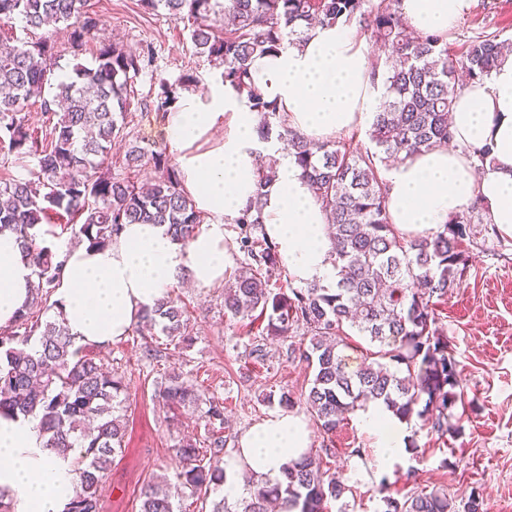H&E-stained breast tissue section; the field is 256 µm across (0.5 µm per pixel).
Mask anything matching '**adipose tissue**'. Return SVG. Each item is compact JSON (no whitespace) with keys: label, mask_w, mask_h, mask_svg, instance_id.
<instances>
[{"label":"adipose tissue","mask_w":512,"mask_h":512,"mask_svg":"<svg viewBox=\"0 0 512 512\" xmlns=\"http://www.w3.org/2000/svg\"><path fill=\"white\" fill-rule=\"evenodd\" d=\"M473 4L402 0V12L413 31L444 36ZM253 68L288 127L316 141L367 128L383 93L382 81L371 76L365 38L352 26L315 28L304 42L257 59ZM168 129L182 187L209 221L184 244L159 224L125 225L105 248L59 244L64 267L52 314L76 343L104 346L126 336L178 277L197 288L223 282L234 263L226 227L253 197L264 154L278 161L277 180L264 198V227L289 280L301 286L335 281L322 207L281 144L261 140L255 113L231 87L212 90L205 104L187 103L169 113ZM452 132L455 148L435 147L384 172L391 222L404 233L425 234L479 197L490 223L512 236V54L457 96ZM216 133L221 136L216 147H199L200 139ZM486 146L492 161L475 170L473 155ZM34 280L15 235L0 233V328L12 325ZM355 420L362 429L380 432L382 454L404 453L405 424L384 406L359 410ZM309 443L303 416L279 412L263 419L240 437L243 460L227 466L225 493H243L239 479L245 471L279 476ZM0 490L12 498L14 512H64L74 497L73 459L46 449L36 419L0 414Z\"/></svg>","instance_id":"adipose-tissue-1"}]
</instances>
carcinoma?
<instances>
[{"mask_svg":"<svg viewBox=\"0 0 512 512\" xmlns=\"http://www.w3.org/2000/svg\"><path fill=\"white\" fill-rule=\"evenodd\" d=\"M140 2L187 24L195 53L222 69V82L259 116L261 139L282 143L330 217L336 282L304 288L283 286L282 260L263 230L262 198L276 180L273 166L263 167L255 197L238 219L244 258L242 271L224 288V312L266 321L248 356L261 363L265 341L301 330L310 334L300 352L314 370L308 392L296 397L283 389L279 397L271 391L263 399L278 400L286 411L305 405L326 435L370 403L385 405L408 424L416 417L442 436L461 430L454 410L465 403L464 388L437 307L462 283V242L472 215L455 214L428 235L400 232L390 222L378 163L387 166L450 143L448 116L464 88L460 78L487 77L499 65L504 43L482 32L453 59L443 36L407 32L402 0H378L368 9V0ZM3 19H17L27 30L62 24L69 40L65 48L47 38L0 37V152L37 159L29 177L0 181V233L16 235L37 277L27 307L11 328L0 331V412L38 418L45 448L58 455L80 448L74 457L77 489L65 512H100L98 488L125 449L119 412L126 385L118 370L82 354L61 321L39 319L54 307L51 298L63 267L60 254L40 240L42 226L54 216L77 221L78 235L104 248L125 224H165L172 239L185 244L208 216L182 189L176 160L165 147L132 144L124 154V168L154 169L149 183L114 177L105 167L112 143L128 136L134 81L153 67L152 44L134 51L102 42L88 67L78 62V52L105 25L88 0H0ZM314 24H355L378 51L373 68L381 72L385 102L368 130L371 149L340 137L316 143L288 128L255 80V59L301 42ZM68 54L75 63L65 69L60 60ZM197 83L190 74L174 81L159 77L147 107L165 114L178 90ZM36 104L46 115L40 130L24 115ZM184 315L179 299L169 295L143 319L189 347L193 337ZM349 328L377 348L374 359L356 369L342 352ZM155 384L169 408L192 406L208 423L204 440L182 438L175 447L180 462L175 490L150 480L141 492L139 512H175L174 494L205 501L224 485V399L202 395L181 373H168ZM330 456L329 448L310 451L284 465L282 478L257 479L247 496L231 501L226 495L212 503L211 512H268L272 504L280 512H328L330 502L351 492L329 473ZM383 503L384 512H451L448 494L437 489L414 487Z\"/></svg>","mask_w":512,"mask_h":512,"instance_id":"obj_1","label":"carcinoma"}]
</instances>
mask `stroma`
<instances>
[{
  "label": "stroma",
  "mask_w": 512,
  "mask_h": 512,
  "mask_svg": "<svg viewBox=\"0 0 512 512\" xmlns=\"http://www.w3.org/2000/svg\"><path fill=\"white\" fill-rule=\"evenodd\" d=\"M90 8L106 22L79 55L92 65L101 41L116 39L136 48L153 44L158 75L173 80L190 72L196 86L182 91V99L206 98L220 73L206 58L195 55L183 23L162 12L145 11L139 0H90ZM496 32L512 40V0H475L472 11L449 32L451 54L464 50L465 39L476 32ZM154 86L149 76L135 83V99L127 118L130 142L167 145L166 115L145 112ZM473 234L463 248L468 256L460 288L438 308L448 349L458 363L467 402L464 429L455 436H441L427 429L413 434L414 450L395 459L374 454L376 435L361 431L345 420L332 435L309 424L310 445L336 452L330 467L353 493L345 503H331L330 512H383V497H402L410 486L409 467L419 469L418 481L427 489H442L455 512H461L472 488H479L486 512H512V236L490 224L486 211L476 212ZM194 338L191 347L170 344L160 329L130 332L107 347L85 345L84 351L118 368L125 375L124 415L126 447L105 474L100 487V512H139L140 491L156 476L174 479L179 461L173 451L178 439L204 438L205 420L199 411H177L155 395V382L178 371L194 380L208 395L224 398L229 447L273 408L260 401L270 389L301 393L308 388L313 368L286 355L288 346L306 343L296 334L268 346L266 365L249 358L246 347L254 338L244 321L224 314V288H187L176 285ZM160 350L157 361H148L146 349ZM368 456H359V449Z\"/></svg>",
  "instance_id": "35a3bbf8"
}]
</instances>
